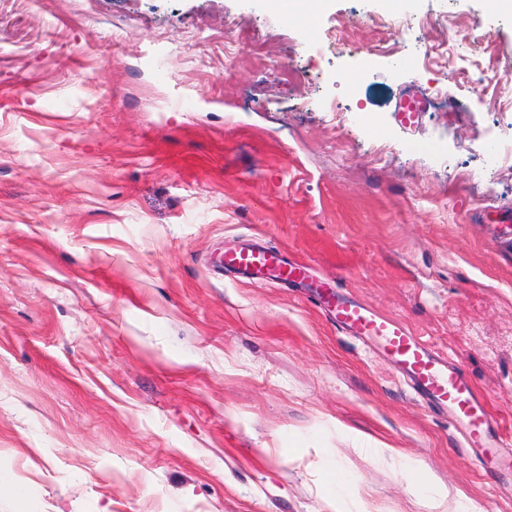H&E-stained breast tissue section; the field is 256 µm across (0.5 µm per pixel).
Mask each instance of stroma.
<instances>
[{"mask_svg": "<svg viewBox=\"0 0 512 512\" xmlns=\"http://www.w3.org/2000/svg\"><path fill=\"white\" fill-rule=\"evenodd\" d=\"M494 72L490 0H0V512H428L426 472L512 512V471L374 345L221 266L251 236L309 262L456 360L512 444Z\"/></svg>", "mask_w": 512, "mask_h": 512, "instance_id": "stroma-1", "label": "stroma"}]
</instances>
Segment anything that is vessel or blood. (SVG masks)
<instances>
[{"label":"vessel or blood","mask_w":512,"mask_h":512,"mask_svg":"<svg viewBox=\"0 0 512 512\" xmlns=\"http://www.w3.org/2000/svg\"><path fill=\"white\" fill-rule=\"evenodd\" d=\"M223 264L253 280L310 282L338 330L377 342L418 395L447 410L448 422L462 436L469 455L503 465L512 462V449L504 447L485 396L477 393L458 363L416 335L405 322L359 304L326 283L311 280L307 263L288 261L280 252L256 244L225 251Z\"/></svg>","instance_id":"b4317fda"}]
</instances>
